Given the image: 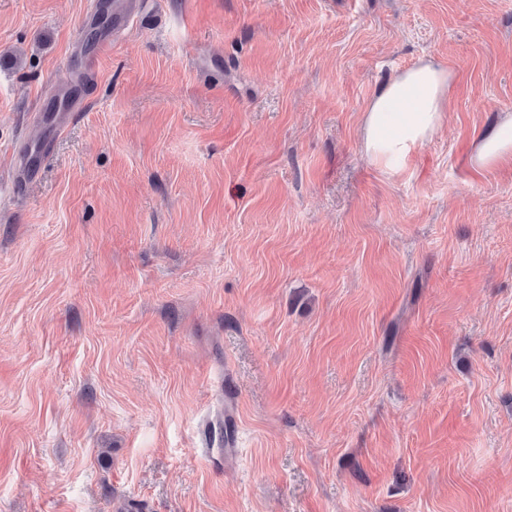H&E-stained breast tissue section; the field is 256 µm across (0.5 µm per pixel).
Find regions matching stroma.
<instances>
[{
  "instance_id": "35a3bbf8",
  "label": "stroma",
  "mask_w": 512,
  "mask_h": 512,
  "mask_svg": "<svg viewBox=\"0 0 512 512\" xmlns=\"http://www.w3.org/2000/svg\"><path fill=\"white\" fill-rule=\"evenodd\" d=\"M137 3L88 48L0 0V512H512V0ZM426 59L392 175L363 114ZM454 83L446 67L424 61L389 81L362 119L365 154L376 168L403 171L414 152L441 128ZM512 160V113L502 112L496 122L473 143L470 163L478 172H487Z\"/></svg>"
}]
</instances>
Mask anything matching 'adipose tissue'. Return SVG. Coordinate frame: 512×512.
<instances>
[{"label":"adipose tissue","instance_id":"obj_1","mask_svg":"<svg viewBox=\"0 0 512 512\" xmlns=\"http://www.w3.org/2000/svg\"><path fill=\"white\" fill-rule=\"evenodd\" d=\"M454 83L446 67L425 61L389 81L370 100L362 119L365 154L371 164L392 174L403 171L414 152L440 129ZM512 160V113L473 143L470 163L487 172Z\"/></svg>","mask_w":512,"mask_h":512}]
</instances>
